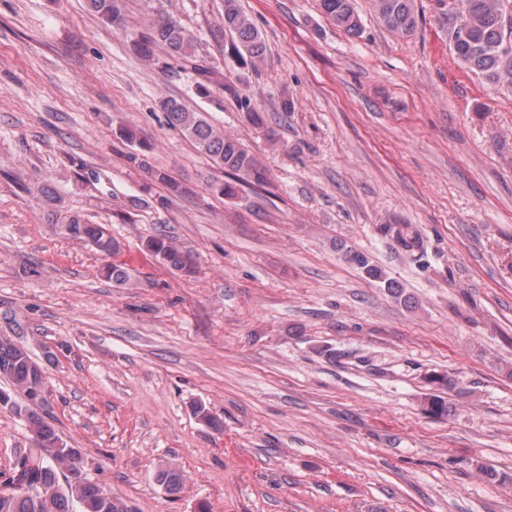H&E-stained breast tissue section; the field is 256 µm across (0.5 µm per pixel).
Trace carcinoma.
Instances as JSON below:
<instances>
[{"label":"carcinoma","mask_w":512,"mask_h":512,"mask_svg":"<svg viewBox=\"0 0 512 512\" xmlns=\"http://www.w3.org/2000/svg\"><path fill=\"white\" fill-rule=\"evenodd\" d=\"M326 18L351 36L362 31V21L354 0H320ZM379 22L390 32L407 37L415 32L418 18L415 0H374ZM461 6L463 27L454 28L453 51L461 65L485 82L512 94V27L505 17L512 15V0H457ZM90 8L112 23L121 22L118 0H89ZM224 26L235 33L237 40L253 65L265 58V43L252 20L240 9L238 0H224ZM139 54L146 60L153 57V48L162 46L169 56L190 59L195 56L194 38L180 24L168 21L151 28L134 41ZM166 124L193 143L220 170L260 186L265 181V170L252 154L235 138L215 128L202 112H194L173 98L159 101ZM129 164L147 171L174 197L182 192L168 173L155 170L144 150L126 154ZM41 197L55 212L54 224L64 228L62 234L84 242L100 252L116 253L120 243L112 237L107 224H87L79 217L63 210L62 201L53 189L45 185ZM390 233L407 252L422 246L418 234L406 228L387 225ZM145 247L166 267L190 275L194 267L190 256L172 240L159 236L146 239ZM112 282L119 288L133 285V275L125 267L115 265L108 270ZM8 378L22 395L20 404L10 394L0 390V406L9 408L25 420L35 435L38 447L29 448L17 457L13 475L0 491V512H71L70 505L77 501L82 512H127L92 480L81 475L61 485L59 473L67 469L78 470L82 457L78 449L69 448L59 440L43 416L31 410L30 404L44 394L41 367L31 358L27 348L8 338H0V378ZM449 401L434 394L427 398L426 412L433 416L448 414ZM156 480L168 491L178 490L183 483L182 474L170 467L157 470ZM35 487L36 493L28 492Z\"/></svg>","instance_id":"carcinoma-1"}]
</instances>
